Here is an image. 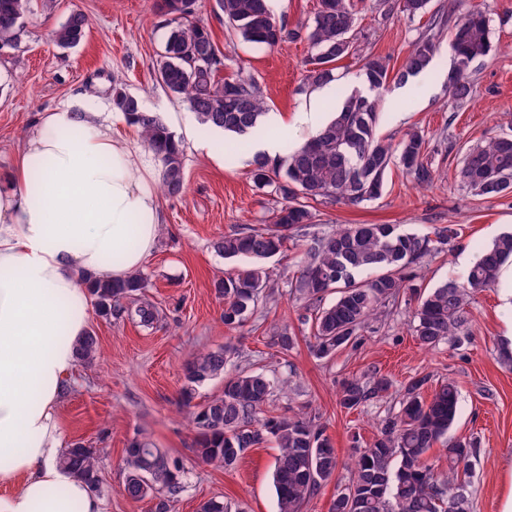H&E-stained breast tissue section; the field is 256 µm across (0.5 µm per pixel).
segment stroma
I'll use <instances>...</instances> for the list:
<instances>
[{"label":"stroma","mask_w":512,"mask_h":512,"mask_svg":"<svg viewBox=\"0 0 512 512\" xmlns=\"http://www.w3.org/2000/svg\"><path fill=\"white\" fill-rule=\"evenodd\" d=\"M468 2L485 12L496 47L493 56L473 65L472 100L460 108L448 100L453 53L446 37L431 72L405 85L390 84L382 95L380 134L397 138L421 130L426 158L437 173L433 185L418 189L392 169L380 199L357 207L314 203V223L307 229L313 236L347 224H396L406 232L429 234L454 225L452 248L432 253L416 270L414 283L421 292L449 279L463 280L468 269L460 256L477 259L482 248L512 230V196L476 199L457 179L464 152L498 134L502 114L512 113V0ZM354 3L358 53L336 61L335 82L313 91L303 85L312 56L307 42L271 49L253 45L225 28L216 0H198L197 9L227 57L226 73L241 70L253 77L268 104L273 135L297 145L310 135L300 121L308 102H316L321 120H328L339 102L337 87L353 91L361 86L359 57L376 54L399 67L428 22L424 16L384 17L378 0ZM29 6L20 42L0 48V188L7 186L15 151L38 113L68 105L99 112L111 107L116 87L160 113L184 146L186 192L163 198L158 246L142 267L149 282L145 295L161 317L145 326L133 315L112 322L91 315L89 328L99 338L101 354L93 363L76 365L61 406L62 443L84 442L99 458L104 512H153V501H131L123 489L124 450L141 437L184 470V489L170 512H199L212 497L223 498L231 512H278L273 444L250 448L231 471L198 464L193 453L196 433L187 409L178 406L184 365L199 352L224 346L232 349L224 374L198 387L196 403L221 394L225 378L238 372L265 373L287 381L288 388L274 394L261 417H315L336 450L334 477L304 512H329L351 478L352 456L373 443L381 420L398 411L405 385L420 376L431 381L423 389L427 395L434 384L456 383L459 414L451 433L475 438L478 445L471 460L469 512H500L505 475L512 468V360L501 352L506 315L497 289L471 293L469 336L462 342L422 347L412 329L416 304L401 300L386 305L356 345L319 360L309 349L312 322L291 291L305 248L295 239L267 262L269 284L254 314L241 327H226L224 302L214 283L233 264L213 244L241 228H266L279 206L276 196L252 180L250 145L227 156L197 147V139L221 142L225 134L201 125L188 105L155 78L156 60L171 30L159 0H30ZM74 9L87 16L89 29L79 46L63 49L53 33ZM283 330L296 339L287 352L276 343ZM375 371L390 381L388 393L355 410L341 407L340 383L367 379Z\"/></svg>","instance_id":"obj_1"}]
</instances>
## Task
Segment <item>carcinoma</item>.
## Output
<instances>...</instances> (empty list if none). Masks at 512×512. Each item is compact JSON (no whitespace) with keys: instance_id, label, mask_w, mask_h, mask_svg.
Listing matches in <instances>:
<instances>
[{"instance_id":"cac0c4a2","label":"carcinoma","mask_w":512,"mask_h":512,"mask_svg":"<svg viewBox=\"0 0 512 512\" xmlns=\"http://www.w3.org/2000/svg\"><path fill=\"white\" fill-rule=\"evenodd\" d=\"M322 8L309 24L293 28L275 18L269 0H217L224 24L243 40L274 48L285 42L306 41L314 49L304 85L315 89L335 79L332 63L355 53L357 16L353 0H319ZM431 0H383L387 14L399 11L409 17L428 13ZM160 10L171 16L170 31L157 61L156 77L210 129L239 136L259 128L266 102L253 78L237 71L224 79L226 67L208 26L197 16V0H161ZM29 0H0V47L16 45L24 32ZM88 20L73 11L55 30L58 46L71 48L86 37ZM448 33L454 67L448 74L451 104L462 106L474 93L472 65L487 58L493 44L483 11L464 7V0H450L448 7L429 18L413 48L397 70L385 57L363 58L360 76L369 94L343 95L341 106L308 141L286 150L282 160L253 157L252 179L269 188L278 199L272 227L234 232L214 243L226 259L246 264L215 283L224 299V325L242 324L257 308L266 288L262 262L276 256L285 240L313 223L312 203L329 200L359 206L379 199L390 169L399 167L420 187L430 186L436 172L425 160L423 132L409 130L399 139L378 133L377 112L381 93L392 82L400 84L428 71L443 33ZM112 107L139 128L143 143L162 166V192L175 197L185 192L184 148L157 112L144 110L140 99L115 88ZM509 130L486 143L470 147L463 155L458 180L465 191L480 199H499L512 194V122ZM452 225L441 227L436 239L401 231L395 224H348L312 239L306 260L294 285L305 309L314 312L312 353L330 359L355 341L368 321L377 318L385 303L410 291L417 301L414 333L421 345L434 347L455 339L467 324L466 298L472 291L497 283L499 267L512 258V231L501 234L486 247L466 280H449L425 295L409 285L406 270L420 265L437 246L456 238ZM370 273L358 281L356 276ZM148 281L138 272L114 282L90 280V292L100 317L120 320L131 314L150 326L159 310L145 298ZM338 289L336 300L326 305L324 296ZM99 339L88 331L76 349L81 363L94 362ZM229 349L198 353L184 367L183 405H191L195 388L224 373ZM428 377L411 379L404 388L400 411L383 419L373 444L355 456L349 483L332 500L329 512H466L470 458L476 454L472 439L449 436L459 410V392L448 380L427 397L422 390ZM387 378L372 374L369 381L347 379L339 403L356 409L387 392ZM275 385L260 373H239L224 382L222 395L190 412L197 431L193 448L205 465L232 470L250 448L269 440L280 453L276 457L273 485L278 512H303L304 506L332 479L338 468L335 448L324 429L310 417L266 418L258 414L274 395ZM443 444L448 472L437 473L427 463L428 451ZM58 465L82 480L90 491L100 489L96 452L76 441L65 448ZM124 491L133 501L156 500L155 512H169L170 502L183 490L181 468L147 439H135L125 449Z\"/></svg>"}]
</instances>
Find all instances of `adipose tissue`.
I'll return each instance as SVG.
<instances>
[{"instance_id": "adipose-tissue-1", "label": "adipose tissue", "mask_w": 512, "mask_h": 512, "mask_svg": "<svg viewBox=\"0 0 512 512\" xmlns=\"http://www.w3.org/2000/svg\"><path fill=\"white\" fill-rule=\"evenodd\" d=\"M161 165L109 112L40 113L0 189V512H102L57 464L59 406L88 330L85 279L156 248Z\"/></svg>"}]
</instances>
